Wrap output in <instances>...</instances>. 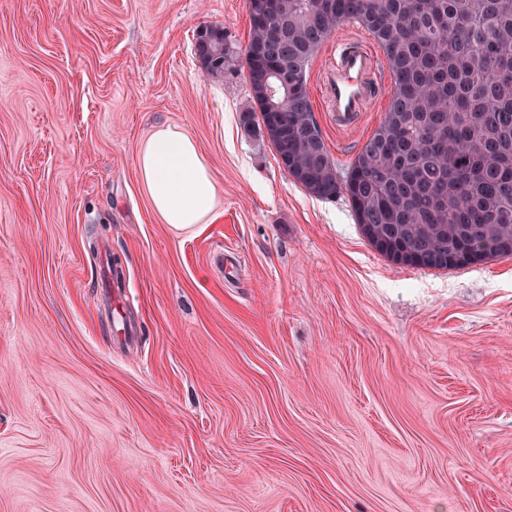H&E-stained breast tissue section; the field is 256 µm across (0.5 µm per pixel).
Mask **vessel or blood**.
Returning <instances> with one entry per match:
<instances>
[{
    "instance_id": "vessel-or-blood-1",
    "label": "vessel or blood",
    "mask_w": 512,
    "mask_h": 512,
    "mask_svg": "<svg viewBox=\"0 0 512 512\" xmlns=\"http://www.w3.org/2000/svg\"><path fill=\"white\" fill-rule=\"evenodd\" d=\"M383 66L375 51L357 40L337 41L325 66L324 103L339 127L351 128L381 98Z\"/></svg>"
}]
</instances>
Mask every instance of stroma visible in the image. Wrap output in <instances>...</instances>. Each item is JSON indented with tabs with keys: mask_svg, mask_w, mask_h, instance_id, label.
<instances>
[{
	"mask_svg": "<svg viewBox=\"0 0 512 512\" xmlns=\"http://www.w3.org/2000/svg\"><path fill=\"white\" fill-rule=\"evenodd\" d=\"M247 0H0V512H512V258L396 265L244 127ZM314 116L338 168L384 118ZM170 125L216 182L161 223L137 175ZM129 286L134 343L97 288Z\"/></svg>",
	"mask_w": 512,
	"mask_h": 512,
	"instance_id": "35a3bbf8",
	"label": "stroma"
}]
</instances>
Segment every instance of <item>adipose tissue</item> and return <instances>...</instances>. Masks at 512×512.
<instances>
[{
  "label": "adipose tissue",
  "mask_w": 512,
  "mask_h": 512,
  "mask_svg": "<svg viewBox=\"0 0 512 512\" xmlns=\"http://www.w3.org/2000/svg\"><path fill=\"white\" fill-rule=\"evenodd\" d=\"M136 166L154 213L162 223L186 229L215 213L217 186L194 139L162 127L139 148Z\"/></svg>",
  "instance_id": "1"
}]
</instances>
